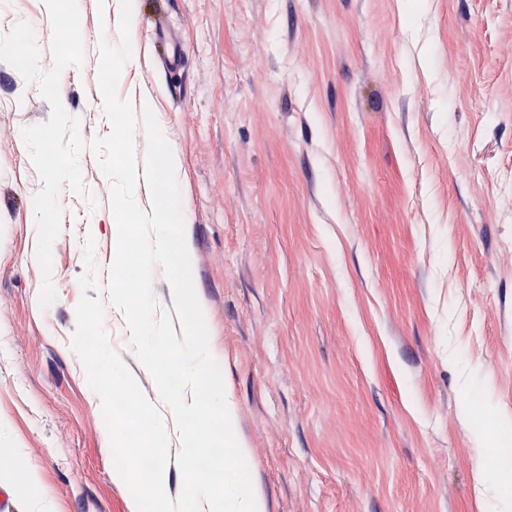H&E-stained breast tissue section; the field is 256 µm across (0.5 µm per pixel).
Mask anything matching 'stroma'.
I'll list each match as a JSON object with an SVG mask.
<instances>
[{
    "mask_svg": "<svg viewBox=\"0 0 512 512\" xmlns=\"http://www.w3.org/2000/svg\"><path fill=\"white\" fill-rule=\"evenodd\" d=\"M116 0H79L82 67L59 92L84 139L107 135L99 41ZM167 20L186 55L151 39ZM50 70L44 0H0ZM140 52L118 96L151 109L180 156L191 273L264 512H488L512 437V0H136ZM0 62V449L45 498L15 512H130L101 406L71 347L95 240L96 296L116 255L111 186L62 189L56 300L39 305L22 139L48 121ZM104 327L148 400L124 312ZM479 397L483 413L468 407Z\"/></svg>",
    "mask_w": 512,
    "mask_h": 512,
    "instance_id": "stroma-1",
    "label": "stroma"
}]
</instances>
